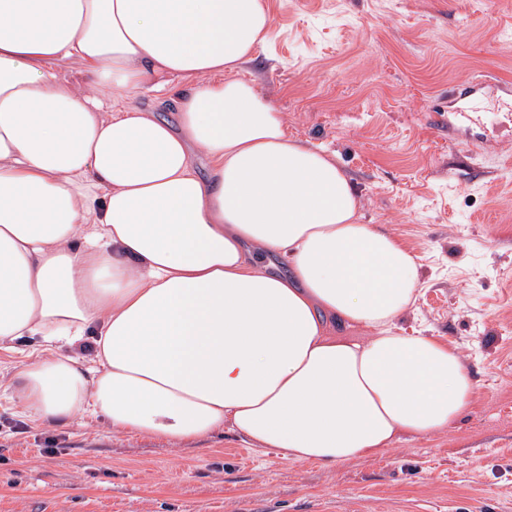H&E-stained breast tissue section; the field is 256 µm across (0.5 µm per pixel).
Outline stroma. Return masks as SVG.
<instances>
[{"label": "stroma", "instance_id": "stroma-1", "mask_svg": "<svg viewBox=\"0 0 512 512\" xmlns=\"http://www.w3.org/2000/svg\"><path fill=\"white\" fill-rule=\"evenodd\" d=\"M268 4L244 77L411 249L424 286L400 325L458 347L472 409L330 468L229 432L174 447L91 418L55 429L3 392L39 350L19 340L0 351V512H512V0Z\"/></svg>", "mask_w": 512, "mask_h": 512}]
</instances>
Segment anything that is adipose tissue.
I'll return each mask as SVG.
<instances>
[{"mask_svg": "<svg viewBox=\"0 0 512 512\" xmlns=\"http://www.w3.org/2000/svg\"><path fill=\"white\" fill-rule=\"evenodd\" d=\"M271 27L267 0H0V344L46 350L5 387L31 419L333 466L473 406L460 352L396 326L413 254L243 78ZM167 77L172 124L100 96Z\"/></svg>", "mask_w": 512, "mask_h": 512, "instance_id": "1", "label": "adipose tissue"}]
</instances>
